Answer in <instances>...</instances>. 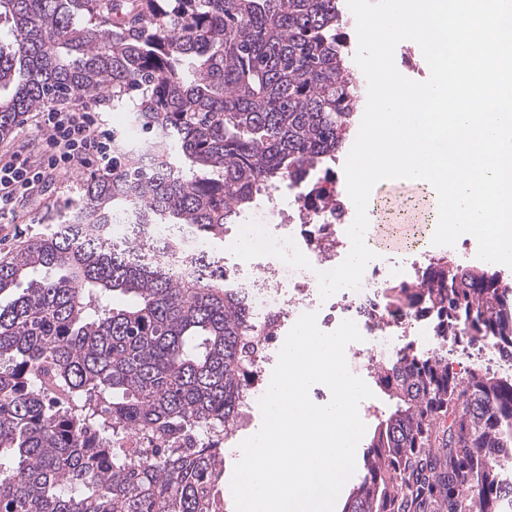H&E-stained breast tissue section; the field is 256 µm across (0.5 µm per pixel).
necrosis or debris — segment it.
<instances>
[{"instance_id": "necrosis-or-debris-1", "label": "necrosis or debris", "mask_w": 512, "mask_h": 512, "mask_svg": "<svg viewBox=\"0 0 512 512\" xmlns=\"http://www.w3.org/2000/svg\"><path fill=\"white\" fill-rule=\"evenodd\" d=\"M347 198L336 177L321 180L306 176L294 182L287 193H264L240 223L224 227V251L216 253L206 238L191 228L173 229L169 224L143 228L134 219L114 224L103 248L138 240L141 260L163 259L177 279L223 276L224 285L243 300L259 330L253 365L238 397L235 431L225 434V443L240 444L251 427L254 410L268 389L274 361L298 318L317 315L323 332L335 331L342 321H354L362 335L352 343L356 357L351 366L363 371L367 360H392L408 348L411 330L435 335L429 318L389 315L391 289L420 279L437 262V255L421 252L412 269H399L388 262L371 261L360 289H343L321 298L318 275L341 264L350 251L344 234L351 222ZM443 359L453 366H479L512 378V352L492 342L473 343L464 336L437 341Z\"/></svg>"}]
</instances>
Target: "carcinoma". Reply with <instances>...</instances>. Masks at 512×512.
Listing matches in <instances>:
<instances>
[{
  "mask_svg": "<svg viewBox=\"0 0 512 512\" xmlns=\"http://www.w3.org/2000/svg\"><path fill=\"white\" fill-rule=\"evenodd\" d=\"M341 26L338 0H0V139L87 100L146 137H115L67 222L0 261V512H211L254 323L221 277L174 280L87 232L133 211L221 239L259 192L332 168L358 96ZM390 301L512 348L496 270L441 259ZM376 384L379 464L343 512H501L512 380L412 352Z\"/></svg>",
  "mask_w": 512,
  "mask_h": 512,
  "instance_id": "carcinoma-1",
  "label": "carcinoma"
}]
</instances>
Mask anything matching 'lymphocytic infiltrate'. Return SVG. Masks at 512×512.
I'll return each instance as SVG.
<instances>
[{
	"mask_svg": "<svg viewBox=\"0 0 512 512\" xmlns=\"http://www.w3.org/2000/svg\"><path fill=\"white\" fill-rule=\"evenodd\" d=\"M97 104L77 103L35 113L30 122L43 132V147L32 152L7 144L0 150V225L22 218L27 204L52 203L49 184L61 172L112 166V131Z\"/></svg>",
	"mask_w": 512,
	"mask_h": 512,
	"instance_id": "f902f5d3",
	"label": "lymphocytic infiltrate"
}]
</instances>
